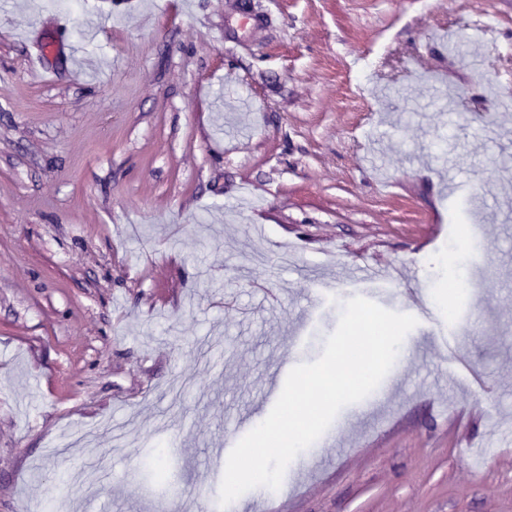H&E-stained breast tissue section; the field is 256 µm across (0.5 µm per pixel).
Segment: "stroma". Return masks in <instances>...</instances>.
<instances>
[{"instance_id": "stroma-1", "label": "stroma", "mask_w": 512, "mask_h": 512, "mask_svg": "<svg viewBox=\"0 0 512 512\" xmlns=\"http://www.w3.org/2000/svg\"><path fill=\"white\" fill-rule=\"evenodd\" d=\"M78 2L0 0V512H213L344 302L415 289L226 512H512V0Z\"/></svg>"}]
</instances>
